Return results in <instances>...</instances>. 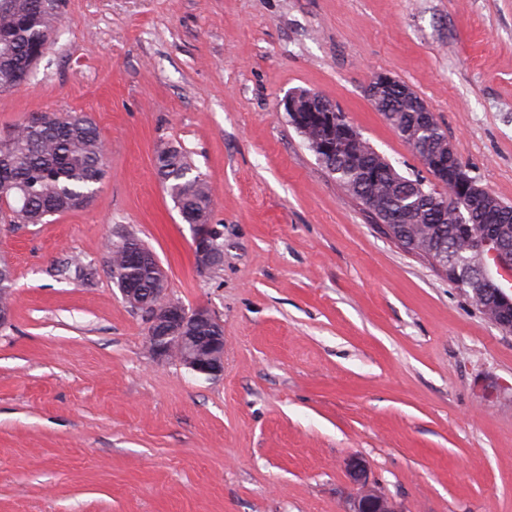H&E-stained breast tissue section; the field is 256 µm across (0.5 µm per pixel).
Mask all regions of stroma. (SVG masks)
I'll use <instances>...</instances> for the list:
<instances>
[{"instance_id": "stroma-1", "label": "stroma", "mask_w": 512, "mask_h": 512, "mask_svg": "<svg viewBox=\"0 0 512 512\" xmlns=\"http://www.w3.org/2000/svg\"><path fill=\"white\" fill-rule=\"evenodd\" d=\"M378 74L512 205V0H63L30 81L0 92V133L87 113L109 174L85 209L0 222V512H345L352 456L399 512H512V333L386 234L281 106L317 92L425 175L365 93ZM170 143L213 186L217 273L158 177ZM121 233L221 322V375L151 359L102 269ZM75 258L91 282L59 276Z\"/></svg>"}]
</instances>
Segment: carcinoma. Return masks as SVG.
I'll use <instances>...</instances> for the list:
<instances>
[{
	"label": "carcinoma",
	"instance_id": "obj_1",
	"mask_svg": "<svg viewBox=\"0 0 512 512\" xmlns=\"http://www.w3.org/2000/svg\"><path fill=\"white\" fill-rule=\"evenodd\" d=\"M42 6L39 0H0V91L16 88L18 65L45 55L60 15L61 0ZM405 83L374 100V106L391 125L403 131L405 141L440 140L445 133L436 117L428 125L415 118L412 96ZM304 140L320 155L319 145L329 127L348 123L345 113L322 112ZM322 166L361 205L398 213L408 243L422 254L441 243L465 246L453 210L425 207L419 196L406 190L407 178L399 174L365 139L336 142L334 155ZM156 168L176 208L191 227L205 226L213 203L206 176L195 169L179 146H167L157 154ZM108 174L102 137L91 118L82 112L33 113L0 139V216L10 224H41L47 218L86 207ZM471 224H496L512 233V207L496 203L495 211L476 202L469 206ZM150 252L133 235H120L107 245L106 268L120 288H168L152 265L134 261V252ZM14 275L9 262L0 258V306L12 304Z\"/></svg>",
	"mask_w": 512,
	"mask_h": 512
}]
</instances>
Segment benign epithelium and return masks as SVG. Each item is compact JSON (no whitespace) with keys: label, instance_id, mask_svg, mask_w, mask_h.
Masks as SVG:
<instances>
[{"label":"benign epithelium","instance_id":"7a95c632","mask_svg":"<svg viewBox=\"0 0 512 512\" xmlns=\"http://www.w3.org/2000/svg\"><path fill=\"white\" fill-rule=\"evenodd\" d=\"M297 94L289 95L283 102L285 111L291 113L299 131L307 128V115L297 111ZM431 168L440 178L441 184H450L457 195L440 203L444 209L452 204L459 215L458 223H466L461 202L469 204V198L480 194L484 187L476 185L465 166L457 159L451 145L435 152L430 158ZM211 234L207 230H196L193 236L194 251L199 255L212 253ZM466 253L450 254L443 247L432 250V261L458 288L472 293L483 310L501 330L512 333V239L502 240L487 230L467 233ZM125 302L144 308L149 319L151 341L154 347L150 354L156 359H165L178 354L183 366L201 375L219 376L224 371V342L210 346V355L197 357L185 350L181 327L188 323L209 321L211 312L203 307L187 308L179 303L163 301L159 305L148 303L129 288L120 289ZM346 468L351 481L361 486V491L351 497L347 512H397L391 500L369 489V478L364 461L358 457L348 459Z\"/></svg>","mask_w":512,"mask_h":512}]
</instances>
